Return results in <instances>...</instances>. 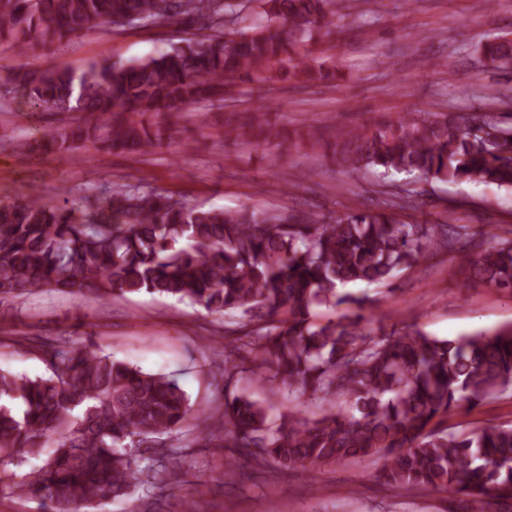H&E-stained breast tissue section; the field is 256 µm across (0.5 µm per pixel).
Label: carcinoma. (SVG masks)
Wrapping results in <instances>:
<instances>
[{
    "instance_id": "1",
    "label": "carcinoma",
    "mask_w": 512,
    "mask_h": 512,
    "mask_svg": "<svg viewBox=\"0 0 512 512\" xmlns=\"http://www.w3.org/2000/svg\"><path fill=\"white\" fill-rule=\"evenodd\" d=\"M263 22L224 29L243 0H0V40L24 50L97 26L190 21L211 34L157 56L91 62L16 75V91L46 111L90 115L19 143L23 155L78 150L146 154L161 129L142 120L224 102L235 78L262 81L289 69L309 81L301 47L330 30L336 0H255ZM512 70V39L476 48ZM352 171L415 174L427 182H476L512 190V123L447 115L381 117L330 144ZM458 253L467 279L512 295V230L473 240L467 224H411L392 213L350 212L290 223L286 213L204 208L152 188L118 184L89 207L33 192L0 203V302L45 289L100 298L149 294L224 318V383L249 372L326 407L308 420L273 416L259 399L228 392L220 408L191 402L177 378L148 373L63 337L45 351L51 374L0 369V492L42 501L46 512H109L144 485L138 448L179 461L173 433L204 448H235L288 472L330 461L383 458L384 484L431 489L463 512H497L512 498V424L456 433L448 415L512 395V325L456 338L414 324L372 328L349 285L388 284L440 250ZM41 460L17 482L4 460Z\"/></svg>"
}]
</instances>
